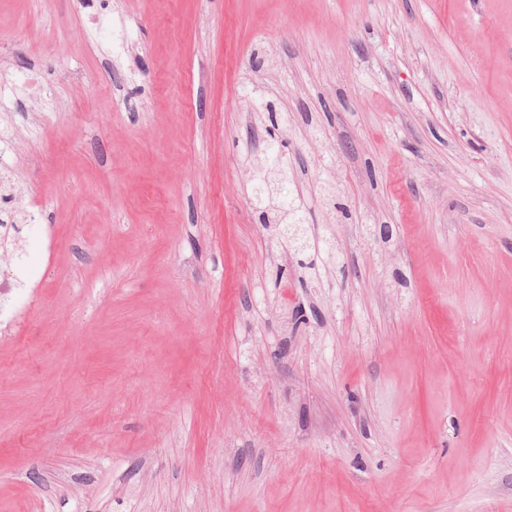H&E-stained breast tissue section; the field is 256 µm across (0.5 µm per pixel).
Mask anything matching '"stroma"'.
<instances>
[{"label":"stroma","instance_id":"stroma-1","mask_svg":"<svg viewBox=\"0 0 512 512\" xmlns=\"http://www.w3.org/2000/svg\"><path fill=\"white\" fill-rule=\"evenodd\" d=\"M0 131V512H512V0H0Z\"/></svg>","mask_w":512,"mask_h":512}]
</instances>
